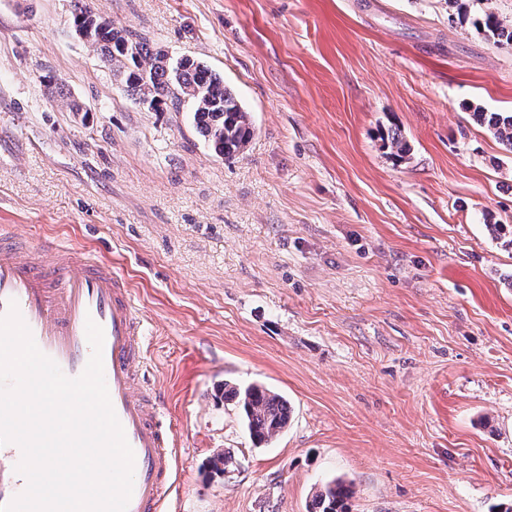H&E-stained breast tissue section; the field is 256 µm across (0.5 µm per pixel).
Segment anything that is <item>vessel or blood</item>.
I'll use <instances>...</instances> for the list:
<instances>
[{"label":"vessel or blood","mask_w":512,"mask_h":512,"mask_svg":"<svg viewBox=\"0 0 512 512\" xmlns=\"http://www.w3.org/2000/svg\"><path fill=\"white\" fill-rule=\"evenodd\" d=\"M13 302L39 350L71 378L81 375L92 352L87 321L102 327L106 385L135 457L127 512H161L172 485L174 442L155 395L140 383L144 331L123 277L90 255L75 263L73 251L54 241L26 245L1 225L0 316ZM21 457L19 446H0V506L26 488L15 470Z\"/></svg>","instance_id":"b4317fda"}]
</instances>
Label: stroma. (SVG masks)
I'll return each mask as SVG.
<instances>
[{
	"label": "stroma",
	"instance_id": "obj_1",
	"mask_svg": "<svg viewBox=\"0 0 512 512\" xmlns=\"http://www.w3.org/2000/svg\"><path fill=\"white\" fill-rule=\"evenodd\" d=\"M251 115L235 157L190 103L136 104L73 0H0V225L111 263L179 450L162 512H496L512 502V49L447 0H91ZM63 86L50 95L47 77ZM82 109L72 112L70 101ZM399 129L409 152L383 142ZM285 395L252 443L223 381ZM220 451L237 465L214 476ZM475 111L473 115L477 120L512 151V112H481L477 107ZM353 490L342 480L329 482L312 494L310 512H348Z\"/></svg>",
	"mask_w": 512,
	"mask_h": 512
}]
</instances>
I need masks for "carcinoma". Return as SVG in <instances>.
<instances>
[{
  "mask_svg": "<svg viewBox=\"0 0 512 512\" xmlns=\"http://www.w3.org/2000/svg\"><path fill=\"white\" fill-rule=\"evenodd\" d=\"M472 25L498 46L512 47V21L500 18L492 0ZM93 23L90 42L99 52L103 66L119 80L123 90L136 103L158 112L168 105L189 101L197 132L220 156L239 153L252 134L247 112L224 80L207 66L190 59L172 60L167 54L138 40L112 21L96 14L87 0H74L73 24L82 29ZM474 116L500 143L512 151V112H481ZM224 400L239 408L249 435L256 444L267 443L281 434L291 420L288 400L259 384L239 386L224 383ZM209 468L222 473L235 467L229 452L218 453ZM353 490L342 480L329 482L312 494L310 512H349Z\"/></svg>",
  "mask_w": 512,
  "mask_h": 512,
  "instance_id": "obj_1",
  "label": "carcinoma"
}]
</instances>
